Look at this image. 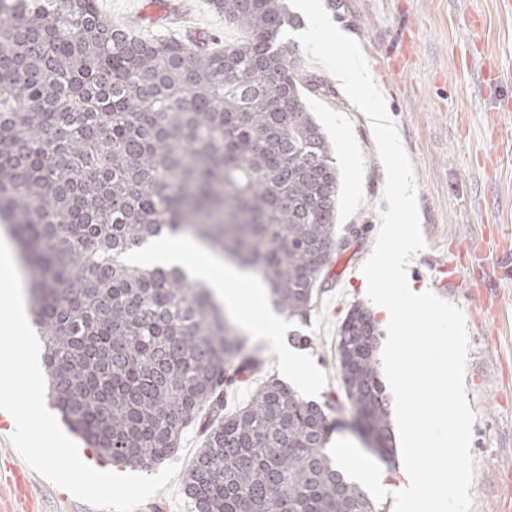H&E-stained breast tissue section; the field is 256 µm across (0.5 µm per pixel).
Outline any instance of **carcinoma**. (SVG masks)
<instances>
[{
  "mask_svg": "<svg viewBox=\"0 0 512 512\" xmlns=\"http://www.w3.org/2000/svg\"><path fill=\"white\" fill-rule=\"evenodd\" d=\"M211 6L243 33L219 51L131 39L96 0L0 9V217L25 246L51 392L90 447L135 467L201 426L192 512H382L332 460L325 407L270 375L224 410L263 358L210 289L124 260L190 234L304 325L341 249L339 172L282 40L288 0ZM381 335L351 308L338 366L358 432L394 468Z\"/></svg>",
  "mask_w": 512,
  "mask_h": 512,
  "instance_id": "obj_1",
  "label": "carcinoma"
}]
</instances>
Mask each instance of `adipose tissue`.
<instances>
[{
	"label": "adipose tissue",
	"mask_w": 512,
	"mask_h": 512,
	"mask_svg": "<svg viewBox=\"0 0 512 512\" xmlns=\"http://www.w3.org/2000/svg\"><path fill=\"white\" fill-rule=\"evenodd\" d=\"M146 259L164 268L181 267L190 277L205 283L216 300L253 336L268 339L277 335L281 320L269 304L261 278L231 261L213 256L187 236L155 242L148 250L128 257L133 265Z\"/></svg>",
	"instance_id": "obj_1"
}]
</instances>
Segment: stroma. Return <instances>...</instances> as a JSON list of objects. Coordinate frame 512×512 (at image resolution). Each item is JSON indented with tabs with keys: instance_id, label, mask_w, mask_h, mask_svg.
Returning <instances> with one entry per match:
<instances>
[{
	"instance_id": "obj_1",
	"label": "stroma",
	"mask_w": 512,
	"mask_h": 512,
	"mask_svg": "<svg viewBox=\"0 0 512 512\" xmlns=\"http://www.w3.org/2000/svg\"><path fill=\"white\" fill-rule=\"evenodd\" d=\"M193 21L210 47L239 39L210 0H190ZM166 0H97L114 25L139 16L154 38L179 39L177 29L154 26ZM330 19L357 40L396 123L413 166L427 247L409 264L415 289H427L439 266L456 263L459 284L448 299L465 317L470 351L464 387L476 414L471 453V512H512V276L484 286L496 259L495 239L512 226V11L502 0H323ZM483 22L468 39L470 16ZM292 61L312 82L309 109L332 145L341 177L338 222L345 244L325 274L305 326L287 322L262 341L263 368L280 373V349L291 331L311 345L300 350V371L285 376L305 399L330 403L333 438L360 442L336 370V336L352 304L366 302L365 283L342 277L341 266L362 265L387 210L385 170L367 117L342 86L314 64L300 42ZM32 512H86L87 505L52 482L29 490Z\"/></svg>"
}]
</instances>
